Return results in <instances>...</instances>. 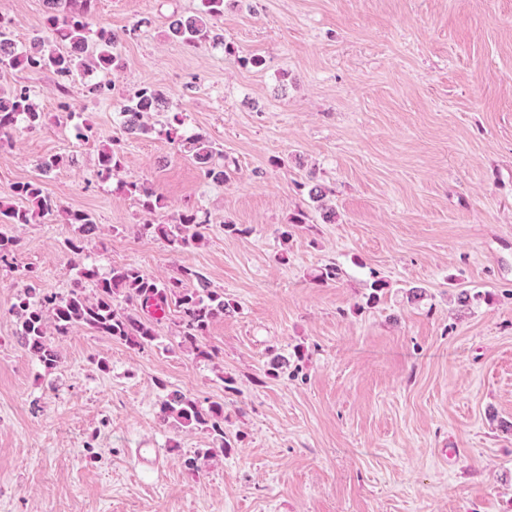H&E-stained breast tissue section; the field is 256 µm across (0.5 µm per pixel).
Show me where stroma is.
<instances>
[{
  "mask_svg": "<svg viewBox=\"0 0 512 512\" xmlns=\"http://www.w3.org/2000/svg\"><path fill=\"white\" fill-rule=\"evenodd\" d=\"M201 8L97 0L92 24L124 61L100 92L80 72L0 71L47 115L0 147V203L40 181L63 211L94 216L84 247L100 272L185 266L236 305L193 346L172 310L145 349L51 329L61 361L45 367L13 306L28 270L40 292L67 293L76 228L63 211L0 222L21 242L0 263V512H512V0H225L211 39L172 40V16ZM0 17L24 44L45 5L0 0ZM144 85L219 145L224 182L178 153L165 115L125 132L119 103ZM85 119L98 138L76 140ZM112 138L119 179L161 208L96 178ZM53 155L65 163L42 173ZM188 210L208 220L201 245L142 230ZM329 265L340 280L316 282ZM173 389L223 403L226 454L198 458L209 432L160 422ZM139 448L162 449L163 467L138 465ZM120 188L130 196L136 198L138 203L148 211L160 206V198H157L153 189L145 182L138 180L120 181Z\"/></svg>",
  "mask_w": 512,
  "mask_h": 512,
  "instance_id": "35a3bbf8",
  "label": "stroma"
}]
</instances>
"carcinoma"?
<instances>
[{
    "label": "carcinoma",
    "instance_id": "carcinoma-1",
    "mask_svg": "<svg viewBox=\"0 0 512 512\" xmlns=\"http://www.w3.org/2000/svg\"><path fill=\"white\" fill-rule=\"evenodd\" d=\"M97 0H44L46 20L42 35L34 37L27 45H18L9 28L0 18V70L28 69L48 70L61 78H67L77 69L97 72L107 76L122 67V57L114 51L117 42L112 31L101 27L96 31V43L88 49L90 19ZM203 9L192 16H180L170 23L171 37L187 46L197 47L209 38V20L224 14V0H202ZM151 112L170 113L167 135L199 166L204 178L214 182L224 181V164L218 162L223 154L213 142L201 133H180L184 124L181 113L173 111V104L161 89L145 86L137 89L120 106V114L126 130H145L141 120ZM45 113L23 89L0 85V139L9 138L21 129L33 130L43 125ZM101 174L110 177L122 169V156L114 140L104 145L98 153ZM120 188L136 198L146 210L160 205V199L145 182L122 181ZM13 196L34 204V209L15 208L0 204V214L13 224H30L35 217L51 215L61 209L60 204L46 195L37 181L18 183L11 188ZM69 224H78L81 233L89 236L98 226L92 214L69 210ZM205 223L195 211L177 215L172 224H145L143 230L168 243L174 250L200 244L204 240L201 229ZM65 248L78 266L65 297L36 292L28 284L20 295L17 306L24 346L37 360L51 367L59 362V353L46 338V314H52L55 331L65 336L77 325L88 326L98 333L122 339L143 348L158 339V311L175 308L179 314L181 335L193 345L205 335L210 324L217 318L235 310V305L224 296L207 289L206 281L199 272L182 267L166 282H158L138 267L114 266L106 276L99 274L94 264L84 261L83 241L68 238ZM93 284L95 296L85 295L87 284ZM143 311L133 316L126 309L115 305L118 298ZM158 417L167 422L171 419L187 428L204 429L220 440L216 448H207L204 457L223 454L231 447L224 436V404L212 402L204 407L179 390H172L160 404Z\"/></svg>",
    "mask_w": 512,
    "mask_h": 512
}]
</instances>
